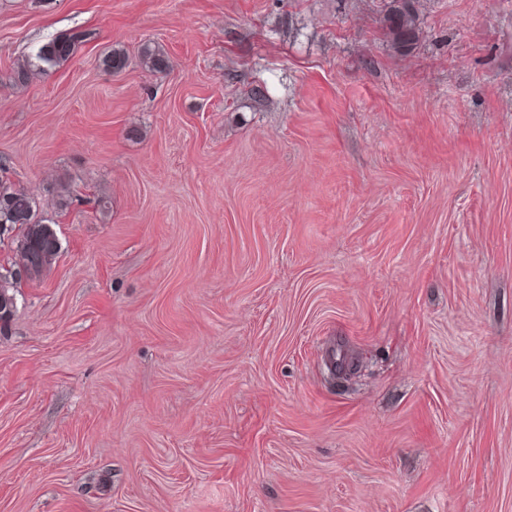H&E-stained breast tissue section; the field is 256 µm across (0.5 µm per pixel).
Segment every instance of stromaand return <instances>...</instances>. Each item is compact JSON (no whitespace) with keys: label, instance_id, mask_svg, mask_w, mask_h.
I'll return each mask as SVG.
<instances>
[{"label":"stroma","instance_id":"35a3bbf8","mask_svg":"<svg viewBox=\"0 0 512 512\" xmlns=\"http://www.w3.org/2000/svg\"><path fill=\"white\" fill-rule=\"evenodd\" d=\"M416 7L0 0V512H512V0ZM415 0H390L385 18L386 27L395 47L410 48L419 35ZM79 38V35H73L50 40L39 49L36 55L39 62L45 66H35L30 63L18 65L10 74V82L15 86H24L31 81L34 75L44 71L45 67H52L67 61L73 54L75 41ZM20 224L15 250L29 280L40 278L55 260L60 244L55 230L38 216L35 201L25 190L0 179V226ZM18 283L13 275H0V332L12 320L16 310V292Z\"/></svg>","mask_w":512,"mask_h":512}]
</instances>
